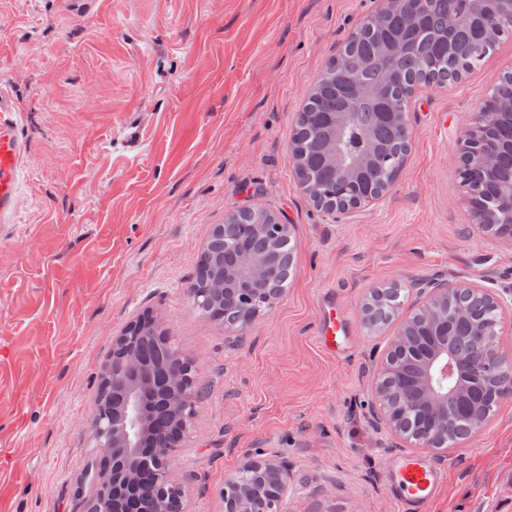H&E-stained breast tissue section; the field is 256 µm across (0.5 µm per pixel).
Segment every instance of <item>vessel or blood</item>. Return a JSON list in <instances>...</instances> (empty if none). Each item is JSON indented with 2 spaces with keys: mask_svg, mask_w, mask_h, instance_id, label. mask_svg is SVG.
Returning a JSON list of instances; mask_svg holds the SVG:
<instances>
[{
  "mask_svg": "<svg viewBox=\"0 0 512 512\" xmlns=\"http://www.w3.org/2000/svg\"><path fill=\"white\" fill-rule=\"evenodd\" d=\"M12 109L9 93L0 87V229L4 231L10 229L17 211L21 166L27 154V145L16 123L5 117L6 112ZM317 339L327 354L335 356L343 352L335 316L322 315ZM394 466L397 481L389 486L392 496L403 504L405 512H425L429 501L445 482V471L421 455L397 457Z\"/></svg>",
  "mask_w": 512,
  "mask_h": 512,
  "instance_id": "1",
  "label": "vessel or blood"
}]
</instances>
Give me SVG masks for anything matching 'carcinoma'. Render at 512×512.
<instances>
[{
  "label": "carcinoma",
  "mask_w": 512,
  "mask_h": 512,
  "mask_svg": "<svg viewBox=\"0 0 512 512\" xmlns=\"http://www.w3.org/2000/svg\"><path fill=\"white\" fill-rule=\"evenodd\" d=\"M429 20L423 25L428 40V53L418 55L412 51L385 57L380 54L381 43L408 34L404 19H397L391 29L380 31L370 26L362 28L359 36L348 42L343 53L330 63L306 103L298 122L295 138L294 157L299 176L305 181L326 184L333 178V168L328 146L339 140L342 157L348 161L353 156H367L375 162L381 157H391L397 162L404 161L406 144L398 139L390 127L369 128L364 125H349L341 134H336L330 119L320 122L314 119L316 113L346 112L353 103H358L360 111L371 112L373 106L366 100H357L354 76L349 63H359L363 78L373 82L382 68L392 70L394 77L381 91L382 111H404V99L419 83L444 82L450 78L459 79L472 69V65L491 55L496 42L486 41L481 35L484 17L487 14L502 15L512 12V0H434L428 5ZM512 85V73H504L497 78L486 105L489 112L499 113L492 128L485 133L487 147L499 156L497 168L491 172L484 187V195L492 197L507 192L512 187V152L508 150L512 142V106L497 99L500 87ZM394 170L382 172L380 179L367 181L357 176L353 179L352 191L344 196H325L317 204L326 209L344 211L357 204L364 196H378L383 193ZM270 214L264 211L243 210L238 213L237 223L253 224L257 231L252 240L257 251L265 258L277 261L279 280L288 278V267L283 260L289 254L288 237H272L262 231ZM239 234V228L221 226L214 229L200 261L195 285L209 288L224 280V240ZM397 292L389 291L375 298L374 317L386 320L393 313ZM226 302L221 292H211L201 305V310L215 320L224 319ZM498 318L497 310L486 307L470 316L455 320L448 329V341L471 335L486 323ZM139 350L143 364L151 371L154 382L173 384L168 377V366L175 350L153 325L147 323L139 338ZM497 378L490 376L470 391L466 402L467 412L460 414L458 431L448 437V443L464 439L469 425V414L489 415L495 405ZM148 426L153 427L162 421L171 430L184 425L182 414L175 410L164 411L157 408L155 395H150L146 412Z\"/></svg>",
  "instance_id": "obj_1"
}]
</instances>
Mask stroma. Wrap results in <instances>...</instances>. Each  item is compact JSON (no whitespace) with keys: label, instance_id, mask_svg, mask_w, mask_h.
<instances>
[{"label":"stroma","instance_id":"35a3bbf8","mask_svg":"<svg viewBox=\"0 0 512 512\" xmlns=\"http://www.w3.org/2000/svg\"><path fill=\"white\" fill-rule=\"evenodd\" d=\"M378 6L103 0L77 15L0 0V82L28 150L0 237V512H88L101 377L116 337L150 318L198 367L172 468L184 512H224L250 460L287 468L281 512H402L393 462L422 450L374 423L402 322L433 280L512 300V243L475 228L459 146L512 69V33L461 79L415 87L411 149L380 200L327 211L296 175V119ZM256 208L289 225L290 271L236 336L188 290L214 227ZM388 288L397 316L373 323ZM327 294L351 336L334 358L315 334ZM422 452L447 473L427 512H512V397L477 434Z\"/></svg>","mask_w":512,"mask_h":512}]
</instances>
